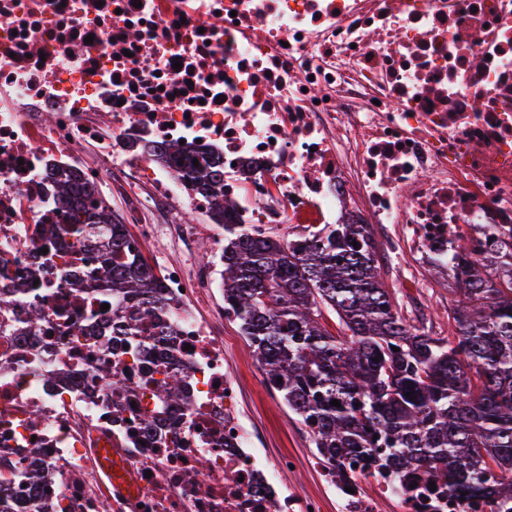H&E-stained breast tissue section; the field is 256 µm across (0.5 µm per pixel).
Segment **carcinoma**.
Segmentation results:
<instances>
[{"instance_id":"1","label":"carcinoma","mask_w":512,"mask_h":512,"mask_svg":"<svg viewBox=\"0 0 512 512\" xmlns=\"http://www.w3.org/2000/svg\"><path fill=\"white\" fill-rule=\"evenodd\" d=\"M183 167V177L211 198L213 215L236 209L224 196L220 160L196 167L186 158ZM92 192L61 175L49 200L68 207L73 234L90 225L112 239L94 275L122 318L112 331L133 332L145 321L166 329L160 276L143 255L125 250L127 228L106 202L86 205ZM224 233V301L318 454L336 463L357 453L384 477L422 472L450 494L492 497L499 512H512V226L498 225L490 240L448 231L446 337L399 314L367 224H325L295 243L245 224L226 223ZM326 312L336 314L335 334L323 324ZM183 387L173 369L154 396L175 405ZM20 477L39 483V450Z\"/></svg>"}]
</instances>
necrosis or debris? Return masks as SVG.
<instances>
[{
	"label": "necrosis or debris",
	"mask_w": 512,
	"mask_h": 512,
	"mask_svg": "<svg viewBox=\"0 0 512 512\" xmlns=\"http://www.w3.org/2000/svg\"><path fill=\"white\" fill-rule=\"evenodd\" d=\"M176 145L223 161L236 223L297 237L390 224L387 249L410 242L447 268L450 226L512 225V0H0V288L28 285L0 307L6 512H325L289 489L295 457L267 459L247 432L214 269L162 263L164 356L147 351L151 328L102 345L112 293L72 284L108 235L64 233L68 209L45 202L62 171L123 195L129 248L165 234L223 255V225L162 219L168 201L210 208L161 157ZM30 308L38 326L21 321ZM169 356L186 399L162 406L148 383ZM314 465L339 512H483L351 458Z\"/></svg>",
	"instance_id": "4bbe7bcc"
}]
</instances>
